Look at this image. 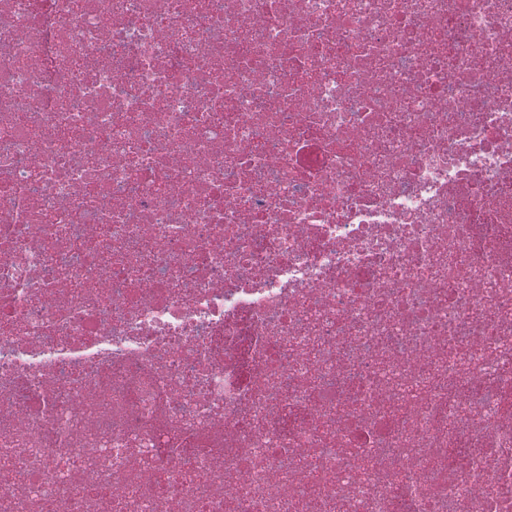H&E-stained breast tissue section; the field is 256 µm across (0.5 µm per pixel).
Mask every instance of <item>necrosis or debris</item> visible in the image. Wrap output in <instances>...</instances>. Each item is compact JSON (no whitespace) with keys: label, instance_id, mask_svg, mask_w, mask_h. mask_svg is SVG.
<instances>
[{"label":"necrosis or debris","instance_id":"1","mask_svg":"<svg viewBox=\"0 0 512 512\" xmlns=\"http://www.w3.org/2000/svg\"><path fill=\"white\" fill-rule=\"evenodd\" d=\"M0 512H512V0H0Z\"/></svg>","mask_w":512,"mask_h":512}]
</instances>
